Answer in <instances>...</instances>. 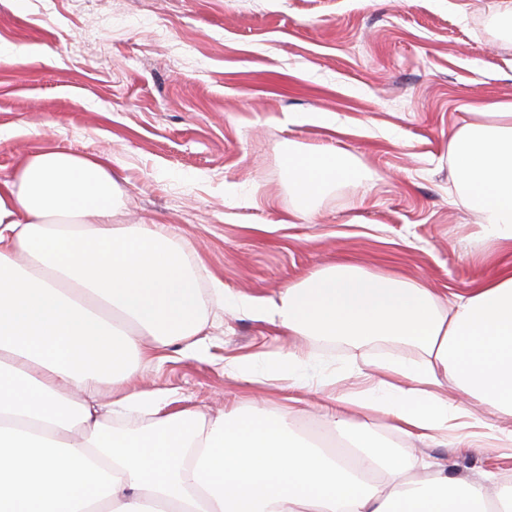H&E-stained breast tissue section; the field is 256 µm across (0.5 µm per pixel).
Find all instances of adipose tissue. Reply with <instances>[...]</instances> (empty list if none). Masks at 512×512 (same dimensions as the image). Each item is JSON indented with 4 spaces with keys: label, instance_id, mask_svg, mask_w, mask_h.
<instances>
[{
    "label": "adipose tissue",
    "instance_id": "adipose-tissue-1",
    "mask_svg": "<svg viewBox=\"0 0 512 512\" xmlns=\"http://www.w3.org/2000/svg\"><path fill=\"white\" fill-rule=\"evenodd\" d=\"M448 161L476 240L512 245V103L456 130ZM295 213L334 184L362 178L344 152L289 149ZM108 163L58 149L0 179V512H512V482L460 481L385 446L357 409L407 437L437 439L512 420V269L443 298L416 280L327 265L263 302L236 308L289 335L362 345L389 340L419 359L375 362L363 389L329 396L323 437L287 411H168L136 387L176 342L200 350L208 307L201 270L161 225L119 221ZM304 361L282 349L250 382L303 386ZM151 420L131 430L126 415ZM343 451L329 448L335 436Z\"/></svg>",
    "mask_w": 512,
    "mask_h": 512
}]
</instances>
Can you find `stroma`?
Here are the masks:
<instances>
[{"mask_svg": "<svg viewBox=\"0 0 512 512\" xmlns=\"http://www.w3.org/2000/svg\"><path fill=\"white\" fill-rule=\"evenodd\" d=\"M494 0H0V179L59 148L112 159L121 223L152 218L206 269L202 289L260 300L340 261L466 294L512 262L474 246L472 215L453 201L448 138L512 102V35ZM314 113L328 121H311ZM350 154L370 177L333 186L296 217L289 143ZM209 337L145 366L139 388L170 409L210 416L304 410L314 434L321 371L404 357L391 341L355 346L287 332L209 307ZM309 355L304 388L252 384L226 370L288 344ZM371 421L385 444L419 447L450 476H512V449L421 445Z\"/></svg>", "mask_w": 512, "mask_h": 512, "instance_id": "stroma-1", "label": "stroma"}]
</instances>
